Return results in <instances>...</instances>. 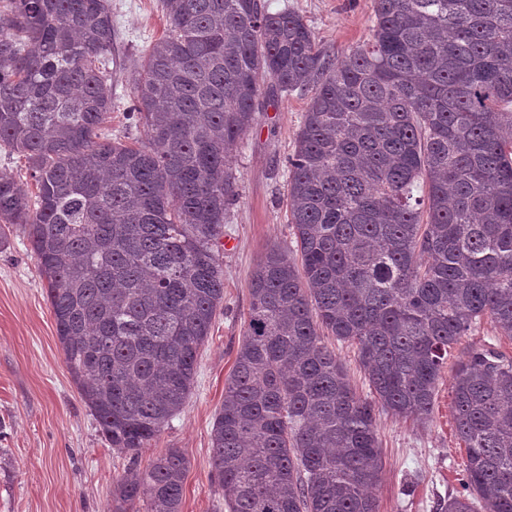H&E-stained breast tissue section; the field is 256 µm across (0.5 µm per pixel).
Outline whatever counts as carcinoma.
<instances>
[{"instance_id":"carcinoma-1","label":"carcinoma","mask_w":512,"mask_h":512,"mask_svg":"<svg viewBox=\"0 0 512 512\" xmlns=\"http://www.w3.org/2000/svg\"><path fill=\"white\" fill-rule=\"evenodd\" d=\"M160 4L129 143L102 133L110 0H0V147L36 186L1 173L0 215L25 227L82 401L137 455L184 406L224 299L229 157L261 82L310 93L288 157L300 261L274 245L252 273L212 474L228 512H378L377 414L428 418L481 321L512 340V0H374L340 60L260 0ZM326 334L356 348L368 395ZM451 392L467 464L444 512H512V357L469 350ZM188 470L176 448L128 468L115 512H180Z\"/></svg>"}]
</instances>
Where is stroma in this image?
Wrapping results in <instances>:
<instances>
[{"label":"stroma","mask_w":512,"mask_h":512,"mask_svg":"<svg viewBox=\"0 0 512 512\" xmlns=\"http://www.w3.org/2000/svg\"><path fill=\"white\" fill-rule=\"evenodd\" d=\"M112 57L126 63L160 38L159 0H111ZM270 11L299 13L335 58L362 45L373 26V0H266ZM130 84L112 88L104 133L143 139L128 120ZM307 98L262 92L256 119L233 154L237 197L224 223L233 249L220 253L224 302L197 357L194 387L182 411L140 466L169 448L190 462L181 512H226L211 477V429L224 401V381L242 343L252 271L272 244L294 247L287 206L286 161L294 151ZM0 244V512H112V483L127 460L102 439L65 363L43 280L27 233L6 225ZM451 373H444L432 414L423 421L380 415L384 471L378 512H441L462 490L466 452L455 433Z\"/></svg>","instance_id":"obj_1"}]
</instances>
